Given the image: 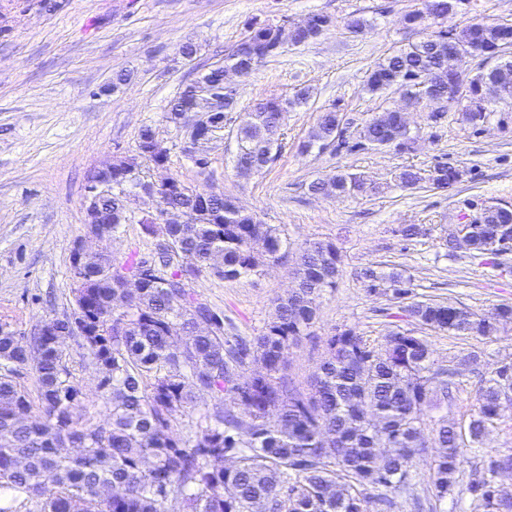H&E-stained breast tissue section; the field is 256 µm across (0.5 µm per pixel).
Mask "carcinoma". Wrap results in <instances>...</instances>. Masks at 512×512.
<instances>
[{
  "label": "carcinoma",
  "mask_w": 512,
  "mask_h": 512,
  "mask_svg": "<svg viewBox=\"0 0 512 512\" xmlns=\"http://www.w3.org/2000/svg\"><path fill=\"white\" fill-rule=\"evenodd\" d=\"M406 17L423 37L388 55L366 80L370 93L404 91L422 83L425 72L448 56V44L480 46L497 57L507 53L512 24L473 23L460 31L431 30L429 10L444 19L464 0H423ZM333 25L317 16L293 33L303 44ZM277 26L260 24L242 38L224 63L250 75L280 51ZM224 90V74L212 68L187 84L170 102L167 119L182 127L185 111L207 107L206 98ZM297 91L283 109L278 98L260 100L237 129L235 168L242 177L262 172L281 149L277 133L286 114L307 100ZM512 100V59L467 78L462 115L476 127L491 106ZM337 112L321 113L302 148L342 146L336 140ZM224 123L211 141H185L190 157L210 155ZM141 131L138 155L118 169L138 173L140 161H168L169 151ZM356 148H406V133L393 111L373 116ZM463 172L437 165L428 177L405 168L399 178L457 184ZM112 181L105 205L112 232L129 220L133 189L119 173L99 170ZM365 188L361 175L338 172L312 181L308 190L328 198L352 197ZM181 206L188 224L145 230L162 237L149 257L130 256L123 270L110 271L111 252L72 259L77 284L70 311L56 319L58 336L27 338L0 327V512H394L397 500L421 505L414 478L420 458L434 448L429 488L435 501L466 495L475 512H512V496L496 490V478L512 469V455L486 450V437L500 424V408L512 400V372L477 371L480 354L470 351L448 364L434 359L426 336L397 329L374 344L352 329L327 340V355L304 393L282 373L283 355L317 319V299L336 287L341 256L330 241L300 246L294 275L297 288L274 302L275 315L251 338L224 335V315L192 288L210 275L236 279L277 259V227L256 220L235 199L183 188L163 199L160 210ZM469 251L498 256L512 245V210L487 209L482 223L469 225ZM367 291L405 300L412 280L400 272H363ZM407 316L432 330L488 340L512 323V305L478 314L450 302L413 301ZM81 338L97 368L106 404L104 418L79 413L83 390L65 353L67 339ZM32 368L40 407L33 411L19 379ZM473 387L477 409L461 422L427 414L432 397L452 403ZM214 399L205 424L186 436L174 424L202 395ZM229 400L234 408L224 406ZM389 448L384 454L381 449ZM480 468L462 481L469 456Z\"/></svg>",
  "instance_id": "obj_1"
}]
</instances>
